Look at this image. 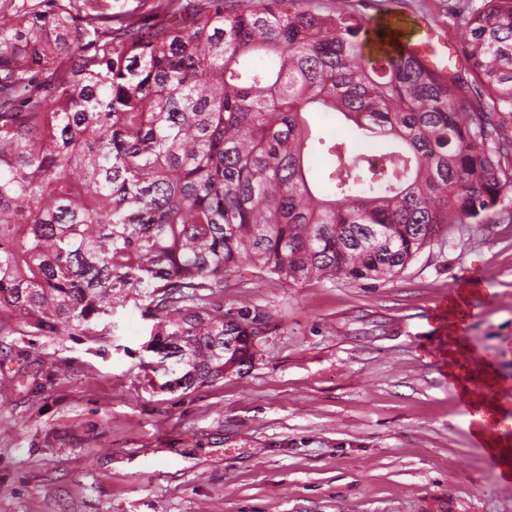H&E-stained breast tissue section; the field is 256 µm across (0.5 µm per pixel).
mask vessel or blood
I'll use <instances>...</instances> for the list:
<instances>
[{
    "instance_id": "b4317fda",
    "label": "vessel or blood",
    "mask_w": 512,
    "mask_h": 512,
    "mask_svg": "<svg viewBox=\"0 0 512 512\" xmlns=\"http://www.w3.org/2000/svg\"><path fill=\"white\" fill-rule=\"evenodd\" d=\"M370 40L394 54H414L433 70L448 69L439 56L441 37L433 28L387 21L372 31ZM467 305V300L460 298L448 310V334L441 348L449 383L463 407L472 436L484 448L500 478L512 483V376L499 372L498 354L470 343Z\"/></svg>"
}]
</instances>
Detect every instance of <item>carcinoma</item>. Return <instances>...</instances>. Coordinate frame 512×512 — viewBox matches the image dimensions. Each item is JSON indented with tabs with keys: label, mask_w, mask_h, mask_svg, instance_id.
I'll return each instance as SVG.
<instances>
[{
	"label": "carcinoma",
	"mask_w": 512,
	"mask_h": 512,
	"mask_svg": "<svg viewBox=\"0 0 512 512\" xmlns=\"http://www.w3.org/2000/svg\"><path fill=\"white\" fill-rule=\"evenodd\" d=\"M115 2L0 16V310L38 334L143 305L165 386L215 382L270 323L224 321L228 269L379 281L512 192V0H458L446 75L365 58L349 0ZM310 112L381 151L314 138Z\"/></svg>",
	"instance_id": "carcinoma-1"
}]
</instances>
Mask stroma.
Wrapping results in <instances>:
<instances>
[{
  "label": "stroma",
  "mask_w": 512,
  "mask_h": 512,
  "mask_svg": "<svg viewBox=\"0 0 512 512\" xmlns=\"http://www.w3.org/2000/svg\"><path fill=\"white\" fill-rule=\"evenodd\" d=\"M419 17L449 46L450 0H351ZM220 303L272 314L251 368L169 391L154 321L127 306L73 334L0 312V512H512L448 388L433 323L480 285V348L512 341V193L381 281L294 284L230 270Z\"/></svg>",
  "instance_id": "1"
}]
</instances>
